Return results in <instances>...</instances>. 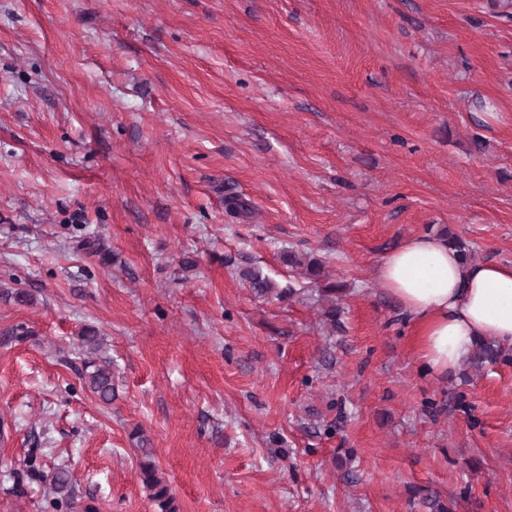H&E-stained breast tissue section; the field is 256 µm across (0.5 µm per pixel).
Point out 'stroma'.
Returning a JSON list of instances; mask_svg holds the SVG:
<instances>
[{
  "mask_svg": "<svg viewBox=\"0 0 512 512\" xmlns=\"http://www.w3.org/2000/svg\"><path fill=\"white\" fill-rule=\"evenodd\" d=\"M444 228L512 265V0H0V512H156L147 456L179 512H512V363L423 370L375 278ZM282 260L292 268H302V274L319 287L318 301L326 300L329 302L326 306L321 307V321L328 329L336 332L341 325V308L338 303V295L346 291V288H343L342 285L336 282L324 283L322 279L324 273L322 263L308 255L288 250L283 252ZM238 275L245 280L257 296H269L275 293L279 298L285 297L286 291H278L274 281L259 267H244L238 270ZM79 344L86 358L82 360L80 376L90 392L96 395L102 402L112 401V372L110 363L98 359L96 353L100 347V337L95 327H85L79 336ZM95 355V358L94 356ZM100 362H103L101 364ZM49 485L54 494L60 495L61 499H56L55 506L60 507V503L65 502L66 506L71 505L69 498L71 495L72 481L70 472L63 467L55 468L50 475Z\"/></svg>",
  "mask_w": 512,
  "mask_h": 512,
  "instance_id": "obj_1",
  "label": "stroma"
}]
</instances>
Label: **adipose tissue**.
I'll return each mask as SVG.
<instances>
[{
    "label": "adipose tissue",
    "instance_id": "adipose-tissue-1",
    "mask_svg": "<svg viewBox=\"0 0 512 512\" xmlns=\"http://www.w3.org/2000/svg\"><path fill=\"white\" fill-rule=\"evenodd\" d=\"M376 279L410 317L424 369L454 372L484 341L512 347V265L466 261L446 240L419 234L382 260Z\"/></svg>",
    "mask_w": 512,
    "mask_h": 512
}]
</instances>
